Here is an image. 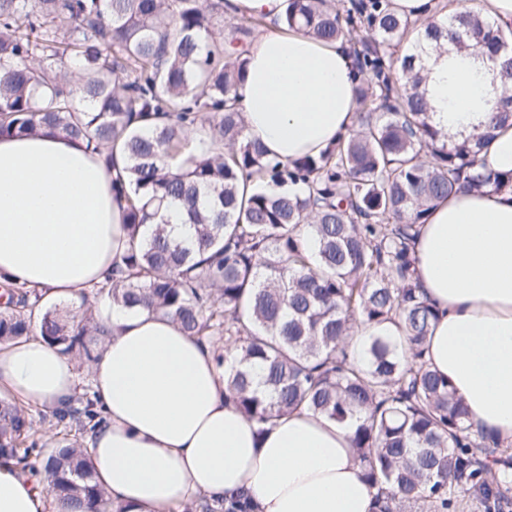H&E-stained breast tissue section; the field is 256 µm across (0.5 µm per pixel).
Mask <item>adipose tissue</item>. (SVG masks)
I'll return each mask as SVG.
<instances>
[{
	"instance_id": "adipose-tissue-1",
	"label": "adipose tissue",
	"mask_w": 512,
	"mask_h": 512,
	"mask_svg": "<svg viewBox=\"0 0 512 512\" xmlns=\"http://www.w3.org/2000/svg\"><path fill=\"white\" fill-rule=\"evenodd\" d=\"M287 0H228V15L271 22L244 54L245 132L284 163L329 153L355 124L360 80L346 46L274 22ZM433 126L482 131L498 95L487 57L425 56ZM104 156L41 129L0 136V284L37 290L39 308L79 303L112 278L128 241ZM414 276L437 318L425 358L467 404L476 429L512 442V188L430 207L412 244ZM107 328L89 364L101 412L86 444L95 480L127 512H177L196 497L243 496L255 512H373L351 428L299 408L258 432L230 400L214 349L169 318L101 298ZM78 373L39 332L0 345V399L56 411ZM42 485L0 458V512H49Z\"/></svg>"
}]
</instances>
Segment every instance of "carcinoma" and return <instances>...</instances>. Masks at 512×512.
Returning <instances> with one entry per match:
<instances>
[{
    "label": "carcinoma",
    "instance_id": "carcinoma-1",
    "mask_svg": "<svg viewBox=\"0 0 512 512\" xmlns=\"http://www.w3.org/2000/svg\"><path fill=\"white\" fill-rule=\"evenodd\" d=\"M225 0H0V134L51 127L81 138L126 176L128 248L100 293L176 322L190 336L238 353L227 388L258 431L305 406L352 424L351 447L375 490L376 512H512V444L473 430L466 403L431 370L425 348L435 312L413 279L416 223L440 199L512 187L481 153L512 125V97L496 101L486 130L461 142L429 122L424 47L486 49L512 80V32L479 10L411 21L388 0H288L287 30L343 38L369 81L355 88L357 129L336 148L290 165L244 133L235 94L245 46L259 20L236 27L225 48ZM400 63L404 82L393 78ZM202 131L187 148V134ZM184 209L190 240L160 220ZM308 233H303V227ZM15 288L0 310V342L29 334L36 302ZM392 326L368 337L356 362L343 341L354 323ZM41 335L64 355L92 357L101 328L46 311ZM259 362L264 379L253 383ZM56 423L82 434L99 414L89 396ZM30 413L0 401V455L23 473L44 460L59 512H108L77 438L44 453ZM202 512H250L237 498Z\"/></svg>",
    "mask_w": 512,
    "mask_h": 512
}]
</instances>
